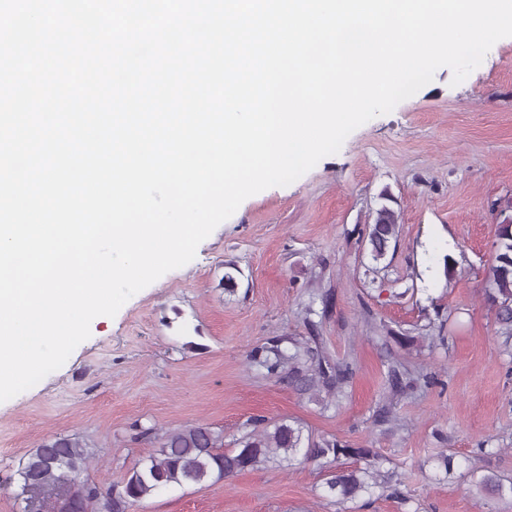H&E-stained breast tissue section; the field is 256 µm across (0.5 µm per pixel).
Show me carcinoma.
<instances>
[{"label": "carcinoma", "mask_w": 512, "mask_h": 512, "mask_svg": "<svg viewBox=\"0 0 512 512\" xmlns=\"http://www.w3.org/2000/svg\"><path fill=\"white\" fill-rule=\"evenodd\" d=\"M398 237L397 216L382 204L375 210L374 222L368 225L365 243L375 262L384 260ZM495 264L487 275L489 288L486 299L495 313L500 337L512 348V223L497 224ZM283 338L271 341L260 360L267 375L286 381L301 392L326 391L338 395L353 375V366L346 362L333 363L321 349L306 345L290 353L282 348ZM389 403L377 414L378 420L388 421L394 408L414 382L394 366L389 367ZM250 431L237 440V447L221 452L223 435L209 426L189 424L174 429L145 428L136 423L133 428L158 444L156 452L134 467L123 482L112 488L111 512L127 510L155 490L171 484H203L233 477L247 469L281 459L293 463L301 456L307 462L327 469L324 482L325 498L341 504L376 491L403 498L402 480L394 473L383 471L382 458L370 448L353 447L337 439L303 436V430L288 419L272 420L263 416L249 422ZM60 454L66 464L60 470L49 458ZM341 457L358 463L352 469L332 470L331 461ZM95 458V452L79 436L52 435L22 463L18 475L29 492L57 493L55 512H83L84 501L73 493L71 480L80 477ZM477 490L489 497L512 498V478L489 472L475 480Z\"/></svg>", "instance_id": "1"}]
</instances>
